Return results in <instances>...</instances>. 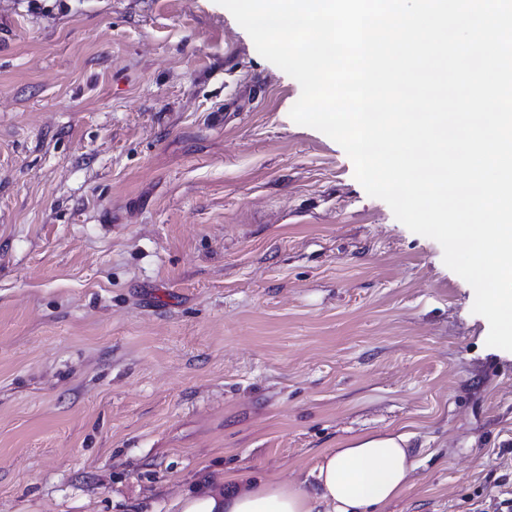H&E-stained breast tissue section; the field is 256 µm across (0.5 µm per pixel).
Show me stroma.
I'll return each instance as SVG.
<instances>
[{
  "mask_svg": "<svg viewBox=\"0 0 512 512\" xmlns=\"http://www.w3.org/2000/svg\"><path fill=\"white\" fill-rule=\"evenodd\" d=\"M217 0H0V512H181L395 431L512 499V353Z\"/></svg>",
  "mask_w": 512,
  "mask_h": 512,
  "instance_id": "obj_1",
  "label": "stroma"
}]
</instances>
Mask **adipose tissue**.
<instances>
[{"label":"adipose tissue","mask_w":512,"mask_h":512,"mask_svg":"<svg viewBox=\"0 0 512 512\" xmlns=\"http://www.w3.org/2000/svg\"><path fill=\"white\" fill-rule=\"evenodd\" d=\"M413 467L406 435L359 436L321 455L303 482L259 475L220 497H188L182 512H385L406 492Z\"/></svg>","instance_id":"obj_1"}]
</instances>
